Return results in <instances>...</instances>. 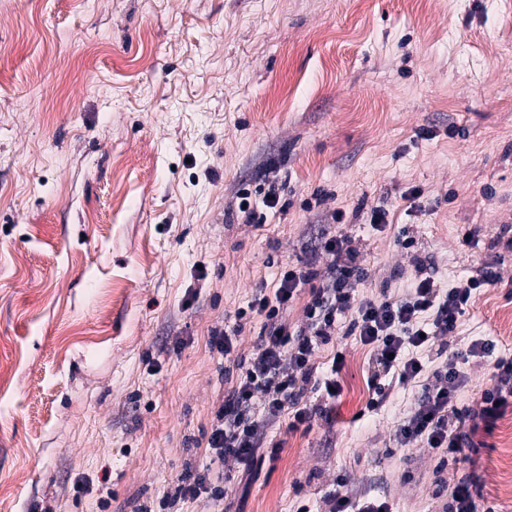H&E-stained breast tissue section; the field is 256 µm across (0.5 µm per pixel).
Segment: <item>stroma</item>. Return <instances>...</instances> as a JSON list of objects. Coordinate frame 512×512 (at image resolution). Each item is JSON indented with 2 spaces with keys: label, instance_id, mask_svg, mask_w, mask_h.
<instances>
[{
  "label": "stroma",
  "instance_id": "1",
  "mask_svg": "<svg viewBox=\"0 0 512 512\" xmlns=\"http://www.w3.org/2000/svg\"><path fill=\"white\" fill-rule=\"evenodd\" d=\"M331 237L360 298L493 265L447 339L493 346L463 366L479 412L512 357L507 0H0V512H329L340 475L391 512H443L468 475L478 512H512V404L468 462L400 447L423 386L375 376L349 311L314 358L335 403L268 426L276 455L224 501L173 499L238 471L204 438L235 377L211 331L250 358L256 292L325 269ZM227 482L229 479L223 473L216 476L209 470L188 473L181 478L176 492L184 499H196L206 494L211 500L223 501L228 493Z\"/></svg>",
  "mask_w": 512,
  "mask_h": 512
}]
</instances>
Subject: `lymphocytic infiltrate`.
<instances>
[{
	"label": "lymphocytic infiltrate",
	"instance_id": "1",
	"mask_svg": "<svg viewBox=\"0 0 512 512\" xmlns=\"http://www.w3.org/2000/svg\"><path fill=\"white\" fill-rule=\"evenodd\" d=\"M324 250L329 257L326 271L284 269L274 295L259 293L251 301L250 312L264 316L266 328L256 352L248 361L239 362V374L214 413L207 438L214 457L230 458L253 470L258 461L276 452L264 425L275 423L288 411L295 423L310 420V409L302 405L310 388L324 389L327 398L336 397L335 379L315 380L313 358L319 345L335 336L338 312L354 309L353 329L361 343L375 348L378 371L397 370L401 384H415L424 367L411 356V349L434 345L454 333L474 291L498 279L495 272L485 270L444 292L433 277L425 276L401 299L358 300L353 292L363 273L351 249L345 241L331 239ZM305 286L312 298L305 324L294 330L284 313L299 288ZM433 377L434 384L427 386L413 413L397 425L396 441L403 448L424 443L453 462H464L467 449L473 446L475 421L492 427L504 407L512 403V359L494 363L492 384L483 392V407L477 414L457 406L458 395L468 382L458 356L444 359ZM257 404L263 407L260 421L250 417ZM227 482L226 475L199 471L184 475L176 492L186 499L204 495L220 501L228 493Z\"/></svg>",
	"mask_w": 512,
	"mask_h": 512
}]
</instances>
